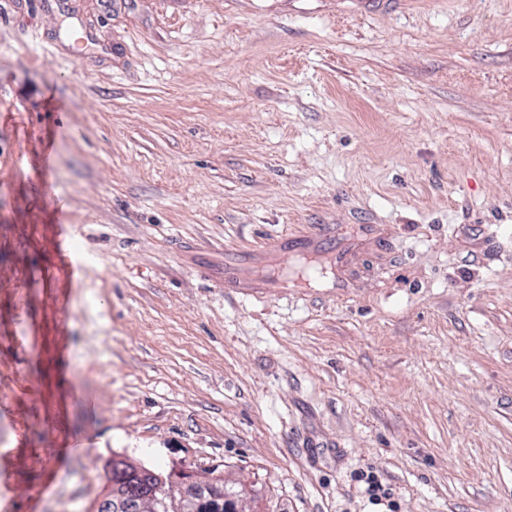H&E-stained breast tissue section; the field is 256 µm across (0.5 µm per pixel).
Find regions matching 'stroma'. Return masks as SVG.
Returning <instances> with one entry per match:
<instances>
[{
    "instance_id": "stroma-1",
    "label": "stroma",
    "mask_w": 512,
    "mask_h": 512,
    "mask_svg": "<svg viewBox=\"0 0 512 512\" xmlns=\"http://www.w3.org/2000/svg\"><path fill=\"white\" fill-rule=\"evenodd\" d=\"M115 459L512 512V0H0V512ZM358 477L359 481L363 482L366 485L365 492L366 494H368L370 501L376 504H381V501L383 499L389 500L388 506H390L391 508H389L387 512H396L394 509H392L396 508V504L390 500V495L388 491L384 489L383 484L381 483L380 480H378V478L374 474L361 473Z\"/></svg>"
}]
</instances>
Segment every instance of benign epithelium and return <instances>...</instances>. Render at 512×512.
Returning a JSON list of instances; mask_svg holds the SVG:
<instances>
[{
    "label": "benign epithelium",
    "mask_w": 512,
    "mask_h": 512,
    "mask_svg": "<svg viewBox=\"0 0 512 512\" xmlns=\"http://www.w3.org/2000/svg\"><path fill=\"white\" fill-rule=\"evenodd\" d=\"M206 487L211 490V500L224 499L222 486L194 470L180 469L172 473L170 489L163 492V498L149 494L133 500L117 501L110 496H104L97 503V512H164L170 507L174 512H197L203 501L201 490ZM167 498L172 502L170 507L165 502Z\"/></svg>",
    "instance_id": "benign-epithelium-1"
}]
</instances>
